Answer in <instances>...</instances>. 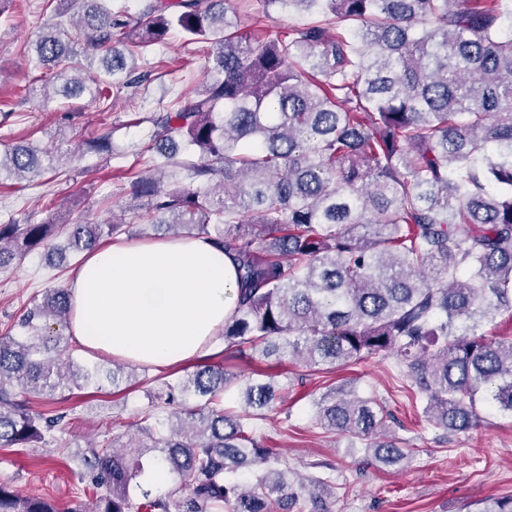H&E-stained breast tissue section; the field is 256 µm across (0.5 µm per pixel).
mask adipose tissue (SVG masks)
<instances>
[{
  "label": "adipose tissue",
  "instance_id": "adipose-tissue-1",
  "mask_svg": "<svg viewBox=\"0 0 512 512\" xmlns=\"http://www.w3.org/2000/svg\"><path fill=\"white\" fill-rule=\"evenodd\" d=\"M67 289L73 342L155 368L206 354L238 297L232 258L204 236L102 245Z\"/></svg>",
  "mask_w": 512,
  "mask_h": 512
}]
</instances>
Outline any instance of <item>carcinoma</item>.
Listing matches in <instances>:
<instances>
[{
    "instance_id": "1",
    "label": "carcinoma",
    "mask_w": 512,
    "mask_h": 512,
    "mask_svg": "<svg viewBox=\"0 0 512 512\" xmlns=\"http://www.w3.org/2000/svg\"><path fill=\"white\" fill-rule=\"evenodd\" d=\"M246 0H147L138 16L112 0L56 9L30 50L54 97L89 94L97 111L139 83L135 59L179 35L209 45L206 77L152 117L148 150L173 182L160 189L135 168L124 190L147 200L142 220L164 234L204 235L233 256L238 300L224 320L227 359L259 355L311 372L364 358L407 369L408 397L433 429L465 432L486 407L512 419V0H263L239 29ZM304 12L303 28L268 23ZM39 177L53 155L32 144L0 151V171ZM126 233L115 221L0 224V271L35 250L80 256ZM71 312L68 289L31 300L0 334V447L54 439L63 416L31 401L69 395L101 378L146 384L108 357L91 368L50 345ZM240 379L204 365L165 383L167 401L199 405L139 423L146 439L80 460L104 493L70 512H291L327 480L294 484L288 463L253 435L285 399L265 371ZM243 392L241 409L224 394ZM314 423L367 442L398 465L409 449L386 434L388 413L354 385L312 402ZM186 494L136 500L145 456ZM298 489H293V486ZM0 512H61L52 500L0 484ZM476 512H512V497Z\"/></svg>"
}]
</instances>
